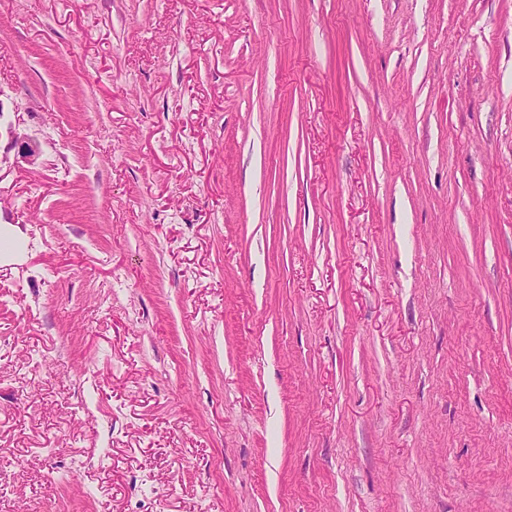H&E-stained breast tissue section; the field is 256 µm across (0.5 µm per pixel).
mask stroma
Listing matches in <instances>:
<instances>
[{"instance_id": "35a3bbf8", "label": "stroma", "mask_w": 512, "mask_h": 512, "mask_svg": "<svg viewBox=\"0 0 512 512\" xmlns=\"http://www.w3.org/2000/svg\"><path fill=\"white\" fill-rule=\"evenodd\" d=\"M0 229V512H512V0H0Z\"/></svg>"}]
</instances>
